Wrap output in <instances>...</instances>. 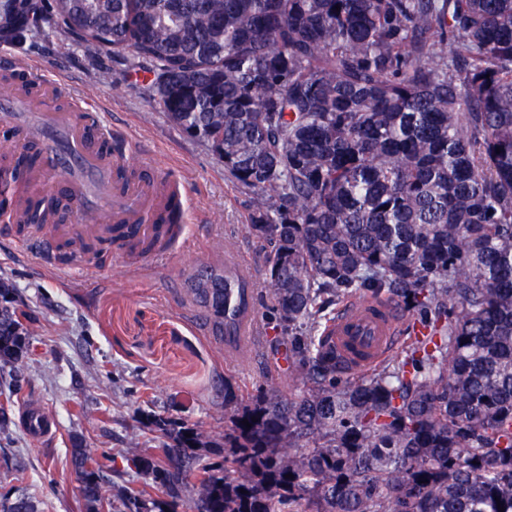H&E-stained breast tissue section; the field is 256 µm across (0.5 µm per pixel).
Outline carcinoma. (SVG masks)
Returning <instances> with one entry per match:
<instances>
[{"label":"carcinoma","instance_id":"carcinoma-1","mask_svg":"<svg viewBox=\"0 0 512 512\" xmlns=\"http://www.w3.org/2000/svg\"><path fill=\"white\" fill-rule=\"evenodd\" d=\"M340 9H335V6ZM0 0L13 43L53 17L84 56L130 55L169 119L256 196L250 234L291 376L249 399L224 379V435L164 415L112 481L97 448L69 463L85 512H512V0ZM55 211L27 201L22 224ZM224 274L192 292L224 335ZM0 281V353L31 333ZM419 316L400 351L341 378L336 307ZM251 427H246L243 420ZM222 456L204 461L205 452ZM0 512H39L29 495Z\"/></svg>","mask_w":512,"mask_h":512}]
</instances>
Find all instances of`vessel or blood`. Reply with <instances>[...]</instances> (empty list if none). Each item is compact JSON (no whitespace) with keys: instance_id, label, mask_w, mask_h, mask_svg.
Listing matches in <instances>:
<instances>
[{"instance_id":"b4317fda","label":"vessel or blood","mask_w":512,"mask_h":512,"mask_svg":"<svg viewBox=\"0 0 512 512\" xmlns=\"http://www.w3.org/2000/svg\"><path fill=\"white\" fill-rule=\"evenodd\" d=\"M52 92L44 87L36 96L6 89L0 91V130L41 149L40 161L28 176L30 194L49 191L60 184L67 196L80 199L89 210L110 214L134 239L159 238L157 258L168 255V244L180 238L183 225L164 226L173 197L183 196L184 186L164 179L124 177L126 154L113 150L112 137L96 109L78 111L46 108ZM227 278V311L233 323L224 328V352L250 346L256 340L254 291L244 272L242 257L224 259ZM401 309L393 302H368L344 307L325 330L326 343L336 354L341 372L362 371L397 350L402 342ZM22 421L30 436L45 440L54 434V423L35 403L26 406Z\"/></svg>"}]
</instances>
